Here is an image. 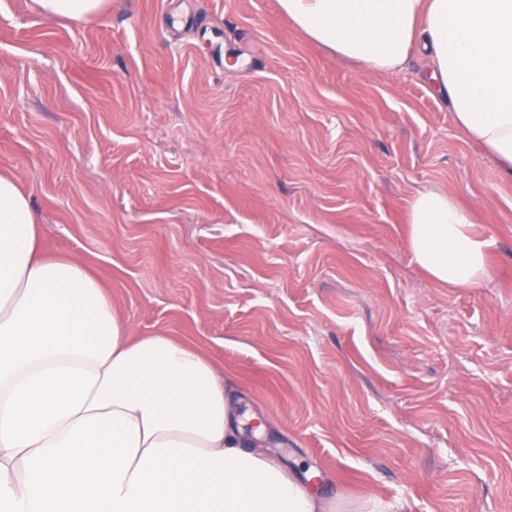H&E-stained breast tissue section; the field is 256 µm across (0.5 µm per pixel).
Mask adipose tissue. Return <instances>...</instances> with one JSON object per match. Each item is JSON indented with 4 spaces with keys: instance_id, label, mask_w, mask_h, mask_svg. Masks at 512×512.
<instances>
[{
    "instance_id": "ef3b65f1",
    "label": "adipose tissue",
    "mask_w": 512,
    "mask_h": 512,
    "mask_svg": "<svg viewBox=\"0 0 512 512\" xmlns=\"http://www.w3.org/2000/svg\"><path fill=\"white\" fill-rule=\"evenodd\" d=\"M309 39L367 68L423 62L455 124L512 173V0H279ZM445 192L409 209L438 284L489 279V240ZM244 428L210 362L165 333L131 339L77 257H50L20 178L0 171V512H407L329 493Z\"/></svg>"
}]
</instances>
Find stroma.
<instances>
[{"instance_id":"stroma-1","label":"stroma","mask_w":512,"mask_h":512,"mask_svg":"<svg viewBox=\"0 0 512 512\" xmlns=\"http://www.w3.org/2000/svg\"><path fill=\"white\" fill-rule=\"evenodd\" d=\"M420 71L341 58L278 0L89 21L0 0V170L44 253L80 258L130 336L230 377L288 469L408 512H512V176ZM427 190L492 240L486 283L413 261Z\"/></svg>"}]
</instances>
